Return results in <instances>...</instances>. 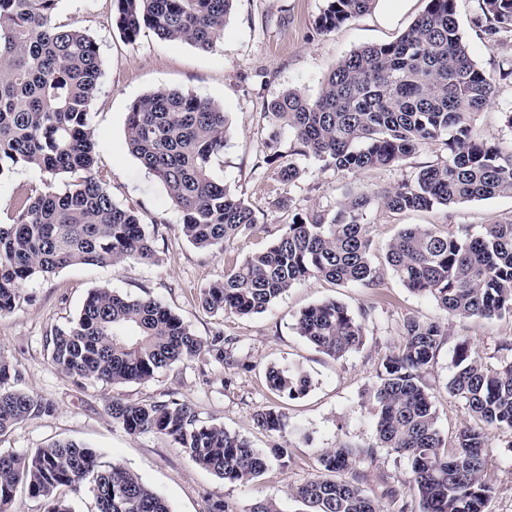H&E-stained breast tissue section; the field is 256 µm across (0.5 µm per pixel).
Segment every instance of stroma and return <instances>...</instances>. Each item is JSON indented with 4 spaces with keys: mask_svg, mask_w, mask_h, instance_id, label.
I'll return each instance as SVG.
<instances>
[{
    "mask_svg": "<svg viewBox=\"0 0 512 512\" xmlns=\"http://www.w3.org/2000/svg\"><path fill=\"white\" fill-rule=\"evenodd\" d=\"M428 0H377L371 11L330 31L318 20L327 0H234L224 38L205 52L184 43L160 40L142 30L127 42L112 25V0H60L58 19L86 30L96 41L102 61L101 90L89 122L94 130L99 170L111 176L112 196L133 208L154 241L155 260L122 266L74 265L36 275L21 286L15 308L0 314V358L17 365V387L52 402L49 415L28 418L0 436V450L27 453L55 440H73L93 448L104 463H116L137 474L164 498L171 512H209L221 502L230 512H250L266 500L279 512H301L294 490L320 475L319 458L329 448L373 444L374 416L365 392L374 382L381 358L401 341L405 318L444 321L448 334L427 370L446 444L470 417L464 404L449 396L446 383L458 342L468 340L483 362L497 365L498 345L512 336V316L480 319L446 317L436 301L385 276L376 288L340 285L311 277L289 288L260 314H213L203 309L201 290L251 254L267 248L295 215L314 211L332 216L346 192L374 193L413 179L421 166L447 154L443 145L421 148L394 167L356 174L320 163L301 161V177L281 183L276 166L266 164L265 106L282 92L295 89L316 97L337 62L352 50L395 41L421 14ZM457 18L476 63L488 74L512 66V31L488 40L476 27L478 0H455ZM159 89H179L220 104L227 116V144L215 166L232 191L255 211L254 228L226 243L223 250H200L181 234V213L165 187L130 153L126 123L131 103ZM512 112V79L497 82L491 104L472 122L474 136L512 152V128L502 116ZM512 219V197L469 201L448 209L392 212L373 205L365 222L375 262H383L386 246L400 229L414 224H461L481 229ZM97 288L137 297L151 295L177 314L191 331L209 338L223 333L230 361L204 355L175 364L145 383L76 385L53 364L47 342L55 330L68 327L88 294ZM337 300L352 312L371 310L359 349L336 359L298 335L299 312L316 303ZM271 366L302 368L311 385L291 398L270 390ZM171 395L194 405L201 420L223 423L254 448L287 445L288 460L269 458L264 473L247 484L229 483L194 464L182 449L154 433H129L112 422L105 406L112 398L141 402ZM271 407L283 415L284 429L271 433L258 427L255 413ZM485 479L494 494L488 512H512V432L491 433ZM363 488L379 499L384 512H421L418 498L406 486L407 459L378 451L364 465Z\"/></svg>",
    "mask_w": 512,
    "mask_h": 512,
    "instance_id": "35a3bbf8",
    "label": "stroma"
}]
</instances>
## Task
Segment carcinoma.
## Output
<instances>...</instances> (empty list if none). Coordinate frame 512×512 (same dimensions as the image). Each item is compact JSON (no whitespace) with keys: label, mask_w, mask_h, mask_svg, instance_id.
<instances>
[{"label":"carcinoma","mask_w":512,"mask_h":512,"mask_svg":"<svg viewBox=\"0 0 512 512\" xmlns=\"http://www.w3.org/2000/svg\"><path fill=\"white\" fill-rule=\"evenodd\" d=\"M59 0H0V176L17 166L39 172L46 190L31 189L13 204L12 223L0 224V314L14 309L23 281L78 264L118 266L149 260L153 240L136 212L117 204L110 177L95 169L89 108L100 91L98 47L84 30L57 20ZM234 0H113V21L133 42L145 28L161 40L209 51L223 39ZM376 0H328L319 20L328 31L367 12ZM475 24L492 39L512 31V0H478ZM494 77L472 59L454 0H428L425 12L395 41L342 57L314 99L287 90L267 106L266 162L280 181L300 174L299 159L358 173L393 167L440 142L447 157L425 165L412 181L376 195L346 196L331 218L297 217L265 250L202 289L213 313H262L289 288L323 277L376 288L389 272L409 290L432 297L448 316L512 315V220L475 232L411 225L388 243L385 263L371 256L364 216L373 199L391 211L447 209L468 201L512 196V153L472 135L470 121L490 105ZM226 116L215 102L161 89L136 99L127 144L166 188L183 214L181 232L202 250H222L256 224L253 209L214 173L224 154ZM291 138L280 150V136ZM65 176L63 189L52 180ZM367 313L336 301L310 306L295 327L323 353L342 358L358 349ZM402 340L385 355L365 393L375 417V442L340 445L319 458L322 470L296 488L307 512H383L360 484V465L376 449L405 457L409 484L422 512H487L491 487L483 480L489 434L512 431V358L496 366L458 343L448 393L461 400L474 425L444 447L425 373L447 327L403 320ZM52 362L77 382H141L203 353L226 359L224 336L204 339L148 295L123 297L93 290L76 319L47 341ZM17 367L0 359V435L53 405L10 384ZM270 389L290 398L310 387L300 368L272 366ZM107 414L130 433L153 432L182 448L198 466L229 483L246 484L267 468L268 456L222 423L203 422L195 407L175 399L108 402ZM257 424L282 429V414L264 408ZM92 480L96 512H170L167 502L135 473L100 462L92 448L54 442L32 454L0 451V512H10L19 487L44 502L43 512H73L57 495L75 494Z\"/></svg>","instance_id":"obj_1"}]
</instances>
